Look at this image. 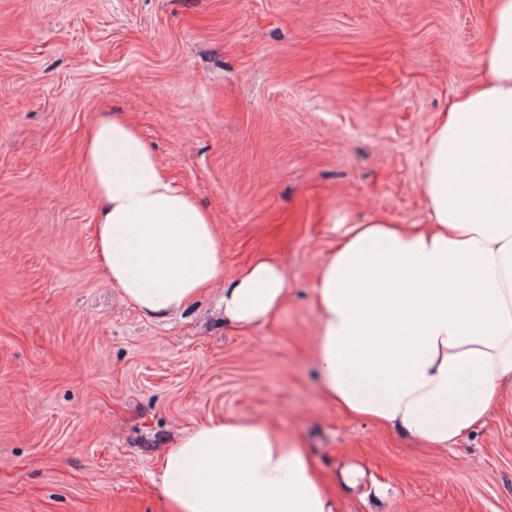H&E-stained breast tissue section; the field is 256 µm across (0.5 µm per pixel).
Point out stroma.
I'll return each mask as SVG.
<instances>
[{
  "label": "stroma",
  "instance_id": "1",
  "mask_svg": "<svg viewBox=\"0 0 512 512\" xmlns=\"http://www.w3.org/2000/svg\"><path fill=\"white\" fill-rule=\"evenodd\" d=\"M494 0H0V512H168L163 454L211 418L271 426L342 512H512V390L449 450L321 391L314 281L332 212L426 218L423 150L476 75ZM119 113L213 215L224 275L281 261L288 302H122L81 175ZM363 473L356 486L342 473Z\"/></svg>",
  "mask_w": 512,
  "mask_h": 512
}]
</instances>
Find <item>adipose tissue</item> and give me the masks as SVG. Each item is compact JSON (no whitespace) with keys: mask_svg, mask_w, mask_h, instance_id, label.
<instances>
[{"mask_svg":"<svg viewBox=\"0 0 512 512\" xmlns=\"http://www.w3.org/2000/svg\"><path fill=\"white\" fill-rule=\"evenodd\" d=\"M84 185L101 267L121 298L164 318L224 290V321L257 328L284 307L281 263L224 277L211 214L123 116L88 130ZM420 184L428 221L334 214L316 275L322 390L346 414L433 448L455 444L512 385V0H495L478 73L440 112ZM169 512H340L302 448L236 417L201 425L162 458Z\"/></svg>","mask_w":512,"mask_h":512,"instance_id":"ef3b65f1","label":"adipose tissue"}]
</instances>
